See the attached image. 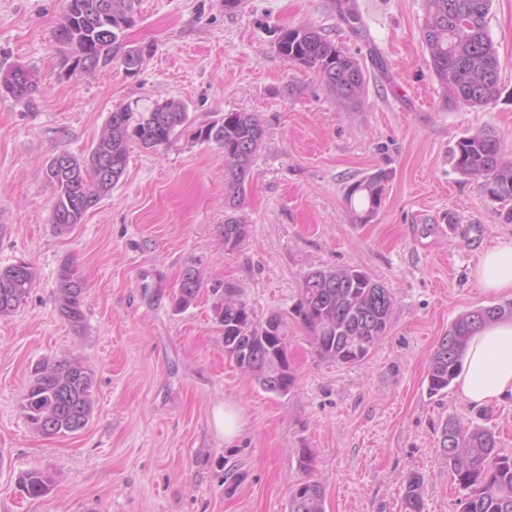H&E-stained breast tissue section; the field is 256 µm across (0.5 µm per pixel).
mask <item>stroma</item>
<instances>
[{
    "instance_id": "1",
    "label": "stroma",
    "mask_w": 512,
    "mask_h": 512,
    "mask_svg": "<svg viewBox=\"0 0 512 512\" xmlns=\"http://www.w3.org/2000/svg\"><path fill=\"white\" fill-rule=\"evenodd\" d=\"M65 0H0V73L29 69L33 103L0 95V267L29 264L37 279L0 316V512H289L296 483L325 490V512H402L403 486L424 477L425 512H460L463 496L438 453V428L458 417L491 427L512 452V400L478 409L456 387L429 397L430 354L461 313L501 303L471 275L512 236L479 181L458 173L451 149L494 132L512 150V0H492L488 31L499 95L454 101L421 39L423 0H140L120 61L76 66L55 38ZM310 25L356 58L367 79L360 108L339 103L310 70L277 51L282 28ZM174 99L189 122L151 150L130 143L119 183L73 231L51 223L50 157L83 155L119 106ZM228 112L258 113L265 139L241 213L249 225L224 246V151L206 138ZM389 174L378 214L354 221L347 185ZM85 284L82 329L58 313L63 263ZM355 267L389 288L387 335L361 363L317 355L290 312L312 268ZM203 287L184 310L186 271ZM236 288L257 320L288 319V395L265 391L224 353L211 287ZM79 359L95 373L93 414L80 432L47 439L21 403L36 363ZM234 404L244 423L229 448L212 422ZM313 452L312 472L298 464ZM51 479L37 499L19 476Z\"/></svg>"
}]
</instances>
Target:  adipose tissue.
Returning a JSON list of instances; mask_svg holds the SVG:
<instances>
[{"label": "adipose tissue", "mask_w": 512, "mask_h": 512, "mask_svg": "<svg viewBox=\"0 0 512 512\" xmlns=\"http://www.w3.org/2000/svg\"><path fill=\"white\" fill-rule=\"evenodd\" d=\"M473 276L492 293L512 292V236L487 250ZM464 400L474 408L512 399V318L481 327L470 337L456 379Z\"/></svg>", "instance_id": "1"}]
</instances>
